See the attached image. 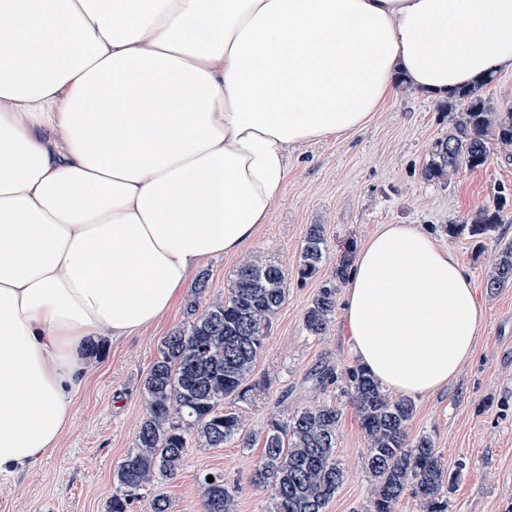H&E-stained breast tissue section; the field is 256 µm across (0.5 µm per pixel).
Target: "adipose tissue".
Returning a JSON list of instances; mask_svg holds the SVG:
<instances>
[{
	"label": "adipose tissue",
	"instance_id": "1",
	"mask_svg": "<svg viewBox=\"0 0 512 512\" xmlns=\"http://www.w3.org/2000/svg\"><path fill=\"white\" fill-rule=\"evenodd\" d=\"M512 70V0H0V477L55 448L90 346L156 323L268 223L300 148L365 128L402 78ZM353 350L397 396L446 386L486 313L414 224L358 252Z\"/></svg>",
	"mask_w": 512,
	"mask_h": 512
}]
</instances>
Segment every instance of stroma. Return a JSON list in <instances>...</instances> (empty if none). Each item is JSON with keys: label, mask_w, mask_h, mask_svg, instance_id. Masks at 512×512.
I'll list each match as a JSON object with an SVG mask.
<instances>
[{"label": "stroma", "mask_w": 512, "mask_h": 512, "mask_svg": "<svg viewBox=\"0 0 512 512\" xmlns=\"http://www.w3.org/2000/svg\"><path fill=\"white\" fill-rule=\"evenodd\" d=\"M436 98L401 86L362 131L345 141L301 148L291 160L285 193L269 223L238 254L205 261L202 295L185 302L138 333L103 340L87 380L75 398L74 418L57 448L32 469L0 478V512H108L113 471L135 448L145 417L143 383L163 336L188 319L190 302L224 297L242 258L277 264L288 292L276 313L253 378L264 388L245 402L228 401L239 414L251 445L207 448L191 443L176 478L155 485L171 512H203L204 473L220 471L235 494L236 512H266L267 491L253 470L272 419L285 420L303 406L336 402V459L344 481L326 512H366L373 484L365 466L367 438L349 397L312 388L310 370L327 362L356 365L341 315L325 333L311 335L304 314L314 294L332 279L337 261L357 252L384 224H415L457 254L487 312L472 359L447 386L414 398L410 437L428 435L449 467H466L448 495V512H512V285L486 286L495 258L494 241H512V147H492L487 163L460 169L444 181L422 174L432 146L448 131V115ZM504 201L506 221L493 238L452 236L448 227L467 224L479 210ZM325 227L329 259L312 279L298 277L301 244L309 225Z\"/></svg>", "instance_id": "35a3bbf8"}]
</instances>
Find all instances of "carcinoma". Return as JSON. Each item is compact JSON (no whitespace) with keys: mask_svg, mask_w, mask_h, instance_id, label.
Masks as SVG:
<instances>
[{"mask_svg":"<svg viewBox=\"0 0 512 512\" xmlns=\"http://www.w3.org/2000/svg\"><path fill=\"white\" fill-rule=\"evenodd\" d=\"M489 77L440 105L451 115L448 135L438 139L423 170L427 180H444L461 168L483 166L490 141L512 146V106L491 104L482 94ZM500 208L475 215L469 233L485 236L501 223ZM498 258L486 287L512 284V242L499 243ZM329 260L322 224L307 228L298 275L315 277ZM287 279L275 264L250 258L236 269L228 294L204 308L190 305V320L163 337L143 384L146 416L135 450L116 466L115 492L108 512H129L155 483L176 477L189 443L222 448L237 441L250 446L239 416L224 409V400L246 401L257 389L252 381L255 361L265 345L273 318L286 299ZM336 311V284L318 289L304 315L313 335L325 332ZM313 387H330L352 398L368 438L366 467L373 481L367 512H394L406 492L419 500L423 512H448V493L463 464L445 468L431 437L407 440L414 413L409 399H393L359 366L338 371L324 363L307 377ZM341 412L332 403L297 410L285 422L270 421L253 481L269 491L267 512H325L344 480L336 460V430ZM203 481L204 512H233V490L224 473L211 471Z\"/></svg>","mask_w":512,"mask_h":512,"instance_id":"obj_1","label":"carcinoma"}]
</instances>
